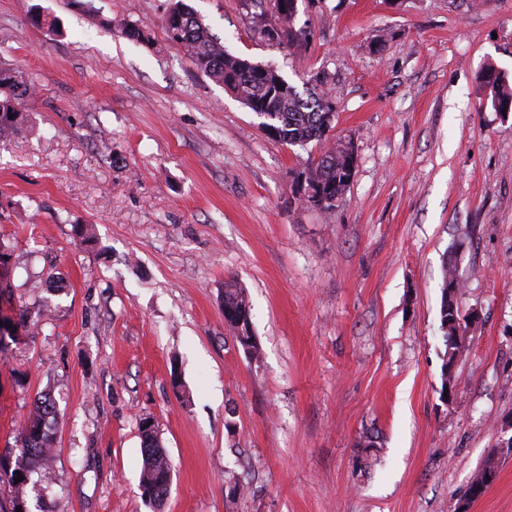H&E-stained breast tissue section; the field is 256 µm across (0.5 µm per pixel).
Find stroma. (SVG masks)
I'll use <instances>...</instances> for the list:
<instances>
[{
  "mask_svg": "<svg viewBox=\"0 0 512 512\" xmlns=\"http://www.w3.org/2000/svg\"><path fill=\"white\" fill-rule=\"evenodd\" d=\"M185 3L227 52L330 93L354 175L332 211L306 202L320 146L197 70L171 0H0V63L36 86L0 143V456L48 390L43 512H455L490 459L470 512H512V114L483 83L512 79V0H297L292 45L254 33L251 0ZM229 281L259 359L224 322ZM144 419L172 466L159 504ZM491 466H492V464L488 463V464L484 465L480 470H478L473 475V479L469 486L468 499L465 502H462L458 505V507L456 509L457 512H468L469 511V502L473 501V500H477L480 497H482L485 494V492L487 491V489L489 488V486L494 482L496 473H494V474L488 473V475L486 476L484 481H479V482L477 481V482L473 483V481H475V480L483 479V476H484L485 472L487 471L488 467H491Z\"/></svg>",
  "mask_w": 512,
  "mask_h": 512,
  "instance_id": "35a3bbf8",
  "label": "stroma"
}]
</instances>
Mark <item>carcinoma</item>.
<instances>
[{"label": "carcinoma", "mask_w": 512, "mask_h": 512, "mask_svg": "<svg viewBox=\"0 0 512 512\" xmlns=\"http://www.w3.org/2000/svg\"><path fill=\"white\" fill-rule=\"evenodd\" d=\"M259 11L253 15L254 31L263 38L293 41L299 33L293 29H277L266 22L262 0H254ZM168 37L181 44L197 70L224 85L252 111L268 114L278 130L279 138L293 146H305L311 142L328 143L327 133L333 128L335 113L332 112L331 96L320 90L302 97L293 87L286 92L278 91L282 76L274 69L224 51L208 28L182 3L175 0L164 19ZM485 83L491 91L495 110L512 107V86L504 76L488 73ZM35 94L34 83L15 68L0 67V136L12 133L21 116L23 100ZM354 150L351 142L340 139L322 151L316 166L298 175L303 190L313 189L324 196L319 209L329 212L343 198L353 177ZM224 322L234 331L236 341L252 359L260 357V347L252 330L250 306L243 289L236 282L225 284ZM58 422L55 400L47 393L34 398L31 412L17 439L18 454L15 461L0 457V481L11 488L10 512H32L27 500V485L32 475L40 474L52 464L54 428ZM143 467L140 485L149 500L162 502L168 494L170 463L161 447L157 433L141 435ZM21 477L23 481L15 482Z\"/></svg>", "instance_id": "1"}]
</instances>
